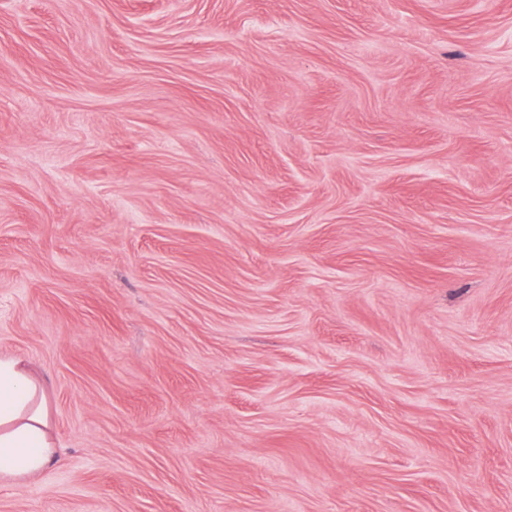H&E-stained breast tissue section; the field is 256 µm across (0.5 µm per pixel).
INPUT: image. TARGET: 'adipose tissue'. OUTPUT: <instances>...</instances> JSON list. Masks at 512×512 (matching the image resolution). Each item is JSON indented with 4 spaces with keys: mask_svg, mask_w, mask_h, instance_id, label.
<instances>
[{
    "mask_svg": "<svg viewBox=\"0 0 512 512\" xmlns=\"http://www.w3.org/2000/svg\"><path fill=\"white\" fill-rule=\"evenodd\" d=\"M44 385L17 356H0V481L36 479L58 456Z\"/></svg>",
    "mask_w": 512,
    "mask_h": 512,
    "instance_id": "obj_1",
    "label": "adipose tissue"
}]
</instances>
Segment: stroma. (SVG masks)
I'll list each match as a JSON object with an SVG mask.
<instances>
[{"label": "stroma", "instance_id": "1", "mask_svg": "<svg viewBox=\"0 0 512 512\" xmlns=\"http://www.w3.org/2000/svg\"><path fill=\"white\" fill-rule=\"evenodd\" d=\"M0 512H512V0H0ZM44 385L17 356H0V480L36 479L58 456Z\"/></svg>", "mask_w": 512, "mask_h": 512}]
</instances>
